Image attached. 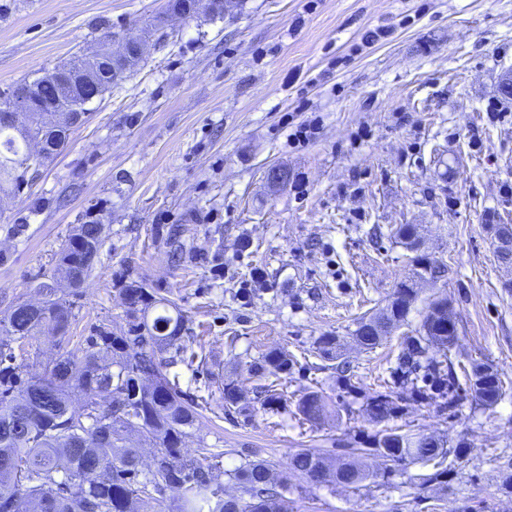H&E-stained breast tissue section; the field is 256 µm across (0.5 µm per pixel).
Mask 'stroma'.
Segmentation results:
<instances>
[{
	"label": "stroma",
	"mask_w": 512,
	"mask_h": 512,
	"mask_svg": "<svg viewBox=\"0 0 512 512\" xmlns=\"http://www.w3.org/2000/svg\"><path fill=\"white\" fill-rule=\"evenodd\" d=\"M168 0H0V91L69 62L104 35L122 36L165 12ZM392 28L372 45L368 30ZM512 0H236L224 17L201 12L157 31L142 61L91 104L66 149L0 192V317L34 299L60 244L91 212L106 215L94 270L74 297L65 338L13 342L29 372L81 352L102 325L126 329L119 295L139 281L177 304L185 348L166 373L199 411L183 451L218 455L229 474L263 459L287 478L292 512H512V260L493 225L512 222ZM497 100L502 111L490 116ZM314 133L291 135L307 119ZM286 169V182L267 178ZM416 225L420 249L441 259V284L421 285L405 322L365 350L352 334L411 274L396 238ZM179 226L180 241H168ZM456 317L454 366L493 365L497 404L461 391L455 411L407 405L402 431L447 441L442 483L429 465L364 463L359 489L290 475L291 456L316 448L350 459L378 426L366 397L393 386L403 337L433 299ZM339 337L350 364L316 352ZM278 348L297 364L263 409L251 365ZM234 381L242 399L226 408ZM318 393L319 423L298 411Z\"/></svg>",
	"instance_id": "35a3bbf8"
}]
</instances>
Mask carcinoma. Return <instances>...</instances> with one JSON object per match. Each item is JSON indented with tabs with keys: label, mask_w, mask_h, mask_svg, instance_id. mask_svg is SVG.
I'll list each match as a JSON object with an SVG mask.
<instances>
[{
	"label": "carcinoma",
	"mask_w": 512,
	"mask_h": 512,
	"mask_svg": "<svg viewBox=\"0 0 512 512\" xmlns=\"http://www.w3.org/2000/svg\"><path fill=\"white\" fill-rule=\"evenodd\" d=\"M202 0H169L168 10L192 16ZM102 92L118 83L106 76L99 61L87 62ZM17 91L33 90L48 108L86 114L88 104L78 89L69 84L37 78L15 85ZM76 124L52 125L41 129L56 158L67 145ZM28 132L0 127V191L17 190L29 171H38L27 149ZM105 216H90L79 232L70 235L56 253L54 266L45 280L36 285L44 295L38 310L19 302L0 319V512H153L156 496L180 484L177 495L165 505V512H288L287 483L276 482L271 465L250 460L232 474L240 495L224 494V485L215 474L217 464H204L185 456L181 448L197 420V411L170 382L167 362L158 354L183 349L184 316L174 302L159 297L143 283L120 289L126 312L138 320L116 334L110 327L97 329L83 355L70 351L58 354L51 375L33 374L24 380L25 364L16 362L10 349L12 337L28 338L48 330L64 335L72 317L69 300L57 296L51 283L58 278L72 282L78 295L94 268V256L103 244ZM447 266L434 261L422 268L421 278L435 282L445 276ZM417 282L402 281L386 307L378 314L363 317L354 331L355 341L367 350L379 346L388 330L405 320L417 296ZM456 337L437 335L421 329L404 339L394 374L403 379L402 391L378 392L366 401V411L376 423L396 417L407 402L435 403L442 410L457 407L456 375L453 364L429 355L432 347L442 351L454 345ZM341 343L336 336H322L319 352L338 360L336 371L345 374L349 364L340 360ZM296 361L281 349L263 353L252 368L255 376L292 373ZM423 370L422 385L406 380ZM492 372L497 385L488 395L475 396L484 406L494 405L502 395L500 373L484 363H476L466 374L469 380ZM88 395L86 406L71 407V393ZM304 419L317 423L326 413L323 399L309 393L298 404ZM137 432L155 445L161 464L141 472L140 448L130 434ZM407 468L434 463L439 467L450 449L432 435H408L393 427L369 437L357 449ZM291 474L307 482L336 484L356 489L375 473L356 461L333 463L325 453L306 449L294 454Z\"/></svg>",
	"instance_id": "obj_1"
}]
</instances>
